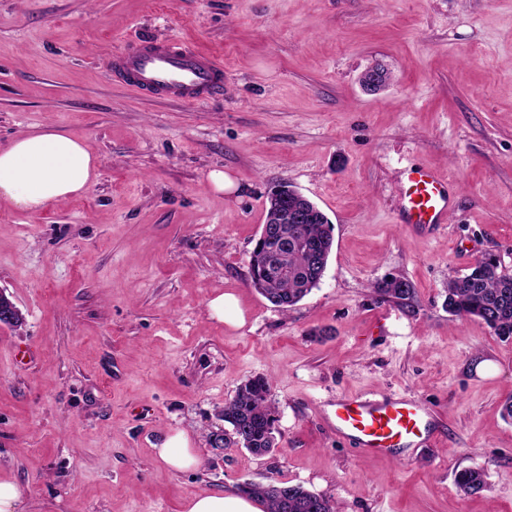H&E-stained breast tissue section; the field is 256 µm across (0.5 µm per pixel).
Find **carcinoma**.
I'll return each mask as SVG.
<instances>
[{"instance_id": "obj_1", "label": "carcinoma", "mask_w": 512, "mask_h": 512, "mask_svg": "<svg viewBox=\"0 0 512 512\" xmlns=\"http://www.w3.org/2000/svg\"><path fill=\"white\" fill-rule=\"evenodd\" d=\"M302 204L311 212L307 223L288 225L286 241L274 233L260 234L249 260L252 286L283 311L318 286L334 243L333 226L325 214L313 202L302 201L287 184H279L270 191L266 221L275 223L279 214ZM309 244L321 247V261L313 260L307 249ZM373 292L379 300L412 312L418 306L414 285L402 277L376 282ZM445 306L454 316L477 319L501 339H512V275L504 273L500 264L492 260L479 259L470 273L449 278ZM223 418L227 424L224 448H243L254 456L268 455L277 448L276 409L268 379L259 376L243 383L224 403ZM456 485L468 496L487 490L481 469L459 471ZM240 491L263 499L268 512H337L331 499L297 484L274 480L245 482Z\"/></svg>"}]
</instances>
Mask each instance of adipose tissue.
<instances>
[{
	"label": "adipose tissue",
	"mask_w": 512,
	"mask_h": 512,
	"mask_svg": "<svg viewBox=\"0 0 512 512\" xmlns=\"http://www.w3.org/2000/svg\"><path fill=\"white\" fill-rule=\"evenodd\" d=\"M97 159L80 140L45 129L0 150V206L37 211L85 191ZM186 512H265L259 500L237 492L191 497Z\"/></svg>",
	"instance_id": "obj_1"
}]
</instances>
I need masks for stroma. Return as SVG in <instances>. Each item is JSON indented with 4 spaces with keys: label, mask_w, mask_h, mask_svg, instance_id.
<instances>
[{
    "label": "stroma",
    "mask_w": 512,
    "mask_h": 512,
    "mask_svg": "<svg viewBox=\"0 0 512 512\" xmlns=\"http://www.w3.org/2000/svg\"><path fill=\"white\" fill-rule=\"evenodd\" d=\"M147 38L223 59V92L187 107L131 91L109 61ZM377 63L390 79L370 91ZM46 127L98 166L64 202L0 208V289L25 318L0 326V480L21 512H185L269 477L338 512H512V340L445 308L484 253L512 274V0H0V149ZM413 163L460 193L429 231L396 221ZM214 170L234 189L215 191ZM280 183L334 226L319 287L285 312L249 278ZM389 276L413 283L415 312L378 301ZM223 292L243 325L211 317ZM256 376L278 451L211 448ZM377 390L433 408L436 437L409 461L328 423L336 397ZM178 432L199 470L156 457ZM465 468L487 491H459Z\"/></svg>",
    "instance_id": "stroma-1"
}]
</instances>
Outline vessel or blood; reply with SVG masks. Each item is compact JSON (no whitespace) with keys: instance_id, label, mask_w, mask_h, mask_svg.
I'll return each mask as SVG.
<instances>
[{"instance_id":"b4317fda","label":"vessel or blood","mask_w":512,"mask_h":512,"mask_svg":"<svg viewBox=\"0 0 512 512\" xmlns=\"http://www.w3.org/2000/svg\"><path fill=\"white\" fill-rule=\"evenodd\" d=\"M112 68L139 93H154L192 106L223 87L220 58L163 39L128 46L113 55ZM454 206L448 179L416 164L404 168L398 190V221L419 228L447 223ZM331 424L357 448L375 456H397L435 432L432 409L415 396L369 392L337 398Z\"/></svg>"}]
</instances>
